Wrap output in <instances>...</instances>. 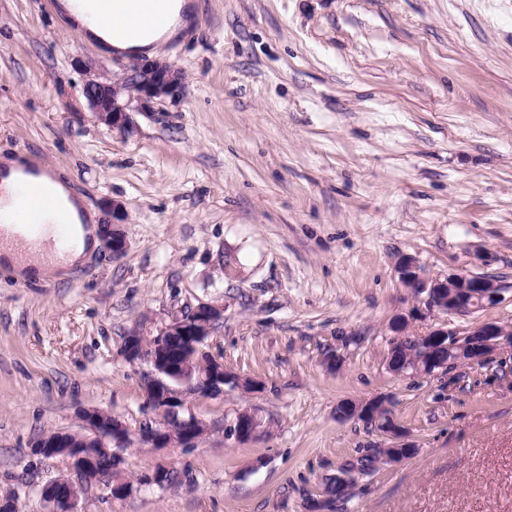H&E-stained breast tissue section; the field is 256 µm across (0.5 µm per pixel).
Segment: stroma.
Returning <instances> with one entry per match:
<instances>
[{
    "mask_svg": "<svg viewBox=\"0 0 512 512\" xmlns=\"http://www.w3.org/2000/svg\"><path fill=\"white\" fill-rule=\"evenodd\" d=\"M195 4L158 53L184 97L113 131L81 95V65L108 76L121 56L59 0H0V156L39 157L85 209L113 199L127 216L125 252L98 249L65 280L0 268V497L39 512L67 464L31 442L99 408L129 428L126 476L167 462L183 478L122 501L94 487L80 512H311L384 441L337 404L386 396L418 451L377 460L331 512H512V381L387 368L389 323L415 304L402 257L501 285L500 304L451 328L512 320V0ZM210 301L224 305L213 352L263 388L199 401L211 430L194 447H148L152 366L126 361L124 339ZM250 407L263 433L225 437Z\"/></svg>",
    "mask_w": 512,
    "mask_h": 512,
    "instance_id": "1",
    "label": "stroma"
}]
</instances>
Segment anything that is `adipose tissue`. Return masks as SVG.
<instances>
[{
    "label": "adipose tissue",
    "instance_id": "obj_1",
    "mask_svg": "<svg viewBox=\"0 0 512 512\" xmlns=\"http://www.w3.org/2000/svg\"><path fill=\"white\" fill-rule=\"evenodd\" d=\"M62 6L81 30L108 44L119 52L155 56L159 45L173 37L182 28V16L190 5L188 0H156L155 8L165 22L155 26L149 15L133 10V0H117L116 10L129 13L137 35H130L126 27H107L100 21L96 0H62ZM75 231L81 244L68 253L36 250L18 240L7 238L0 242V262L4 263L19 281L65 278L73 267L80 265L87 252L93 250L98 240L94 224H76Z\"/></svg>",
    "mask_w": 512,
    "mask_h": 512
}]
</instances>
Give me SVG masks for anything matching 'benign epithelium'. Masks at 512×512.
I'll use <instances>...</instances> for the list:
<instances>
[{"label":"benign epithelium","mask_w":512,"mask_h":512,"mask_svg":"<svg viewBox=\"0 0 512 512\" xmlns=\"http://www.w3.org/2000/svg\"><path fill=\"white\" fill-rule=\"evenodd\" d=\"M184 73L175 65L164 60L133 59L121 65V75L117 78H104L90 70L86 71L82 85L83 98L97 123L110 130H126L131 123L130 113L152 112L154 104L169 100L176 102L184 96ZM110 220L102 224L104 248L114 256L120 255L126 240L120 225L125 221L123 206L116 200L103 201ZM400 282L411 290L415 300L407 315L399 314L389 324L393 333L390 345L398 343L410 334L412 321L438 315L468 316L501 303L502 288L492 279L463 273L425 278L415 258L404 257L397 266ZM224 320V306L217 303H201L187 313L175 315L152 337L153 344L145 347L140 343V335L133 333L126 337L121 348L122 356L131 362L141 358L147 360L152 371L144 382V395L150 413L139 429V437L154 448H167L173 445L171 431L164 419L169 412L179 417L185 424L182 446L193 447L197 443L194 435L196 425L203 419L195 411L199 398H188V391L205 382L219 390L217 396L224 395V386L234 389L241 387L237 376L224 369V361L211 351L209 338ZM430 348L412 364L393 373L399 376H432L448 373L460 364L471 366L488 365L494 360L500 364L512 360V322L488 321L464 331L448 327V321L441 323L421 335ZM448 350L447 357L434 354V347ZM210 359V372L206 378L190 377V366L201 356ZM180 378L183 387L177 391L170 381ZM379 409H374L372 401L346 400L336 407V414L342 419L359 420L375 417V426L390 441L384 447L383 456L389 462L408 458L416 449L408 439V433L391 415L380 416V411L389 407V401L377 400ZM102 409H85L80 414L82 423L94 437L109 444L115 443L114 452L121 454L127 442L129 430L125 423L117 421L106 424ZM262 429V421L257 412L245 409L237 413L232 423L224 428V435L237 441L255 438ZM67 432L60 431L50 441L34 440L31 448L39 456L50 454L64 459L68 465V476L79 493L63 496L51 493L55 480L48 481L41 489L42 512H79L82 490L96 484L115 496L130 497L139 486L132 485L119 489V485L100 475H92L96 470L95 461L73 449L66 438Z\"/></svg>","instance_id":"obj_1"}]
</instances>
